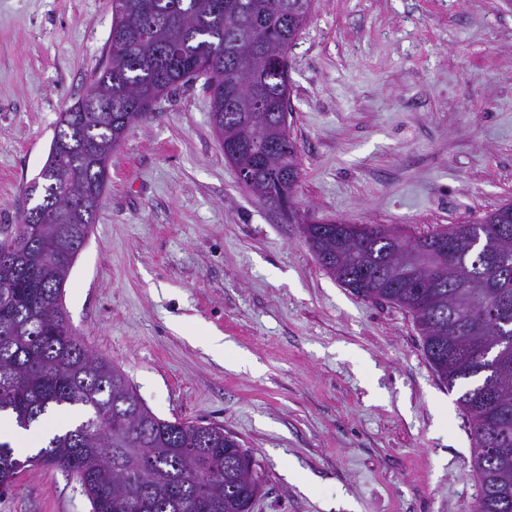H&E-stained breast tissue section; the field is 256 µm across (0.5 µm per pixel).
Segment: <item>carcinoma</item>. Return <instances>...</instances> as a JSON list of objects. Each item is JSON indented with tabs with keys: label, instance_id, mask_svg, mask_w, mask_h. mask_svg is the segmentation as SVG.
Listing matches in <instances>:
<instances>
[{
	"label": "carcinoma",
	"instance_id": "carcinoma-1",
	"mask_svg": "<svg viewBox=\"0 0 512 512\" xmlns=\"http://www.w3.org/2000/svg\"><path fill=\"white\" fill-rule=\"evenodd\" d=\"M315 0H112L105 63L92 84L102 100L64 115L81 142L51 141L25 197L38 223L0 224V414L30 429L54 409L80 419L49 439L30 465L75 476L91 512H252L260 465L215 423L169 421L143 403L125 374L73 331L63 304L76 254L88 241L107 188L112 151L135 122L154 116L162 96L203 80L221 137L246 143L256 133L288 141L254 165L249 190L267 208L290 202L299 180L289 138L292 84L288 50ZM264 69L260 95L239 85L245 64ZM379 224L315 225L305 241L320 266L363 300L386 302L414 320L437 376L458 390L473 441L480 495L476 512L512 505V344L489 351V330L512 340V202L473 221L411 240L446 241L442 274L376 275L391 259ZM479 293L486 316L462 306ZM495 442L487 454L483 444ZM18 458L0 441V489L11 487Z\"/></svg>",
	"mask_w": 512,
	"mask_h": 512
}]
</instances>
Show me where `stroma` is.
<instances>
[{
	"label": "stroma",
	"mask_w": 512,
	"mask_h": 512,
	"mask_svg": "<svg viewBox=\"0 0 512 512\" xmlns=\"http://www.w3.org/2000/svg\"><path fill=\"white\" fill-rule=\"evenodd\" d=\"M112 0H0V224L101 66ZM299 216L413 239L512 202V6L316 0L289 52ZM127 132L68 276L70 324L158 417L264 467L254 512H476L468 423L404 309L356 298L239 181L201 82ZM222 334L223 360L203 346ZM0 512H91L22 469Z\"/></svg>",
	"instance_id": "1"
}]
</instances>
